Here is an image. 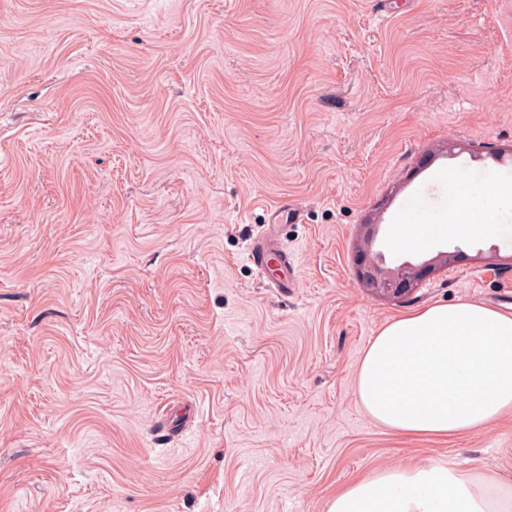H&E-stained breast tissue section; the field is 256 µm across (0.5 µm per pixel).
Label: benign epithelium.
Listing matches in <instances>:
<instances>
[{"label":"benign epithelium","instance_id":"obj_1","mask_svg":"<svg viewBox=\"0 0 512 512\" xmlns=\"http://www.w3.org/2000/svg\"><path fill=\"white\" fill-rule=\"evenodd\" d=\"M456 261V254L440 251L428 260L413 263L409 260L389 267L382 253L376 252L359 264L357 275L362 288L378 296L401 298L410 294L425 276L445 269Z\"/></svg>","mask_w":512,"mask_h":512}]
</instances>
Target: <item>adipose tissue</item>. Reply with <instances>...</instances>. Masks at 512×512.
I'll return each instance as SVG.
<instances>
[{
	"instance_id": "ef3b65f1",
	"label": "adipose tissue",
	"mask_w": 512,
	"mask_h": 512,
	"mask_svg": "<svg viewBox=\"0 0 512 512\" xmlns=\"http://www.w3.org/2000/svg\"><path fill=\"white\" fill-rule=\"evenodd\" d=\"M512 185L448 180V205L399 224L391 245L421 249L435 238L493 236L512 245ZM357 398L377 425L407 437L476 432L512 411V313L477 301L435 304L396 318L367 347ZM326 512H512V486L447 460L384 468L351 481Z\"/></svg>"
}]
</instances>
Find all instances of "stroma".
I'll return each instance as SVG.
<instances>
[{
  "label": "stroma",
  "instance_id": "obj_1",
  "mask_svg": "<svg viewBox=\"0 0 512 512\" xmlns=\"http://www.w3.org/2000/svg\"><path fill=\"white\" fill-rule=\"evenodd\" d=\"M499 151L512 0H0V512H326L442 458L512 485V412L415 439L356 398L393 319L512 313L497 239L390 245L441 174L512 184ZM373 216L387 265L458 260L366 292ZM271 225L285 294L248 260Z\"/></svg>",
  "mask_w": 512,
  "mask_h": 512
}]
</instances>
